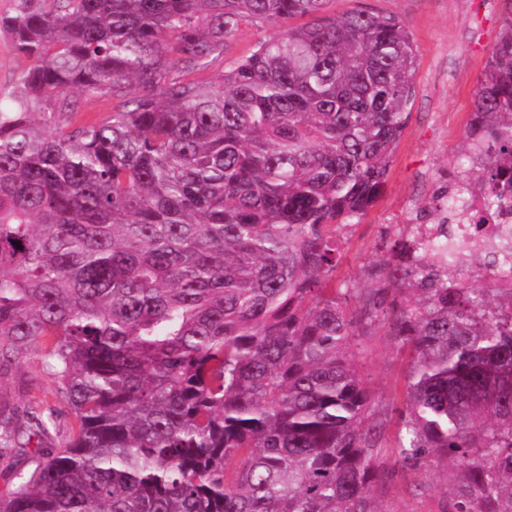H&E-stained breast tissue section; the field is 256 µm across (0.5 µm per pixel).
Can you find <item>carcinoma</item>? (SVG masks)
I'll return each instance as SVG.
<instances>
[{"instance_id":"1","label":"carcinoma","mask_w":512,"mask_h":512,"mask_svg":"<svg viewBox=\"0 0 512 512\" xmlns=\"http://www.w3.org/2000/svg\"><path fill=\"white\" fill-rule=\"evenodd\" d=\"M326 0H20L0 104V366L44 349L75 425L13 469L0 512H385V421L352 358L409 351L395 462L455 472L441 512H512V294L427 258L448 196L333 285L384 191L417 53L404 24ZM473 93L472 190L512 204V0ZM310 21L296 24L294 20ZM277 32L199 77L243 23ZM122 99L105 121L82 100ZM19 242L20 246L13 245ZM56 414L0 406V457Z\"/></svg>"}]
</instances>
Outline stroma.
<instances>
[{"mask_svg": "<svg viewBox=\"0 0 512 512\" xmlns=\"http://www.w3.org/2000/svg\"><path fill=\"white\" fill-rule=\"evenodd\" d=\"M326 15L368 9L400 19L418 56L411 112L389 169L386 189L359 224L346 232L335 279L368 287L366 269L378 260L387 234L404 229L438 196L450 176L465 166L462 155L474 90L483 79L502 24V0H326ZM270 27L247 24L228 40L224 55L210 65L208 76L249 55ZM360 374L375 397L374 413L387 419L385 444H392L396 410L404 400L408 353L384 331L361 337L355 349ZM57 411L51 447L63 445L74 419L57 399L56 384L39 353L29 351L0 369V405L25 416L31 405ZM450 485L444 465L419 475L396 471L393 485L379 503L386 512H438Z\"/></svg>", "mask_w": 512, "mask_h": 512, "instance_id": "1", "label": "stroma"}]
</instances>
